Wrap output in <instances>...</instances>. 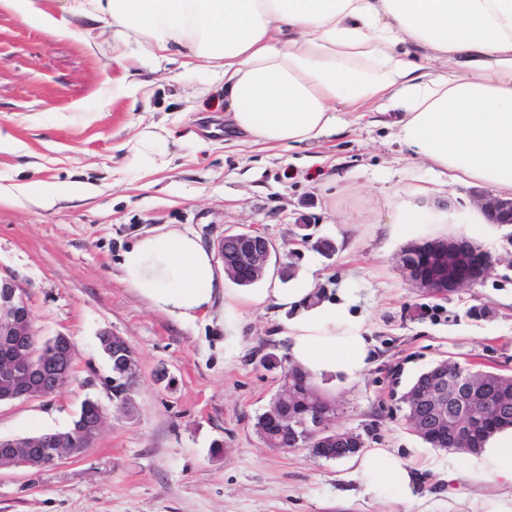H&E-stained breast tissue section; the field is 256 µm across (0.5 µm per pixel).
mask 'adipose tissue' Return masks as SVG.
Wrapping results in <instances>:
<instances>
[{
  "label": "adipose tissue",
  "instance_id": "adipose-tissue-1",
  "mask_svg": "<svg viewBox=\"0 0 512 512\" xmlns=\"http://www.w3.org/2000/svg\"><path fill=\"white\" fill-rule=\"evenodd\" d=\"M68 11L109 23L117 56L158 65L177 54L207 72L197 93L222 90L241 143H312L344 114L374 109L395 115L400 140L452 180L512 194V0H68ZM169 138L151 124L127 151L155 170ZM119 265L152 309L182 320L225 293L212 252L187 230L143 235ZM262 301L295 309L286 352L311 379L352 381L368 366L370 342L348 303L323 306L308 283ZM466 463L505 490L487 512H512V430ZM353 466L364 495L412 499L417 469L389 449L359 452Z\"/></svg>",
  "mask_w": 512,
  "mask_h": 512
}]
</instances>
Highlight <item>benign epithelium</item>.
Masks as SVG:
<instances>
[{"label":"benign epithelium","mask_w":512,"mask_h":512,"mask_svg":"<svg viewBox=\"0 0 512 512\" xmlns=\"http://www.w3.org/2000/svg\"><path fill=\"white\" fill-rule=\"evenodd\" d=\"M472 198L486 223L512 224V196L475 189ZM227 244L235 247L231 262L223 264L224 273L231 281L250 284L266 276L276 251L269 238L254 230L226 235L217 241L219 257H225ZM413 247L424 255L429 269L423 272L404 264L403 272L409 281L431 293L473 288L489 277L496 264L488 252L463 236L426 240ZM33 336L24 290L13 278L0 276V402L51 396L71 378L73 345L69 337L63 333L52 337L49 351L37 366L32 360ZM99 342L102 351L115 362L110 385L119 381L125 384L120 407L127 409L133 405L139 381L136 355L128 350L129 343L122 336L103 333ZM487 390L488 382L482 377L435 374L427 388L415 393L414 432L434 431L459 439L466 434L467 420L475 412L497 420L511 417L512 403L488 398ZM293 402L303 409L296 417L288 416L287 412V406ZM335 414V401L323 396L320 390L308 387L298 391L291 378L281 377L270 415L278 425V432L290 434L292 447L313 439L315 448L311 452L317 457L339 460L353 455L355 449L342 447L341 436L332 427ZM103 423L102 414L82 422L67 434L63 448L55 447L56 439L45 435L0 440V469L29 468L36 457L48 468L79 459L98 437Z\"/></svg>","instance_id":"7a95c632"}]
</instances>
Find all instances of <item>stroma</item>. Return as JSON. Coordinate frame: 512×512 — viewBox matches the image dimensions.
<instances>
[{
	"mask_svg": "<svg viewBox=\"0 0 512 512\" xmlns=\"http://www.w3.org/2000/svg\"><path fill=\"white\" fill-rule=\"evenodd\" d=\"M0 5V274L27 295L38 339L66 334L70 380L48 397L0 403V439L66 431L82 403L106 424L77 461L0 470V512H486L465 467L439 479L448 453L416 436L400 401L412 380L450 359L512 375V226L475 223L468 186L413 156L368 114L296 148L224 138L221 92L179 64L112 58L104 22L71 16L66 0ZM172 134L171 163L145 173L124 144L138 124ZM61 189L52 206L31 191ZM419 223H401L402 211ZM313 243L291 254L295 219ZM169 225L200 240L251 228L273 241L268 274L250 287L225 281L224 304L191 321L158 312L122 280L121 253ZM496 260L480 285L447 295L416 288L397 263L408 244L458 233ZM327 239L333 252L317 248ZM327 303L350 300L373 358L353 381H322L334 427L420 467L409 502L360 494L347 460L267 447L255 422L278 393L290 310L249 299L306 280ZM124 337L138 359L132 414L112 396L101 333Z\"/></svg>",
	"mask_w": 512,
	"mask_h": 512,
	"instance_id": "1",
	"label": "stroma"
}]
</instances>
